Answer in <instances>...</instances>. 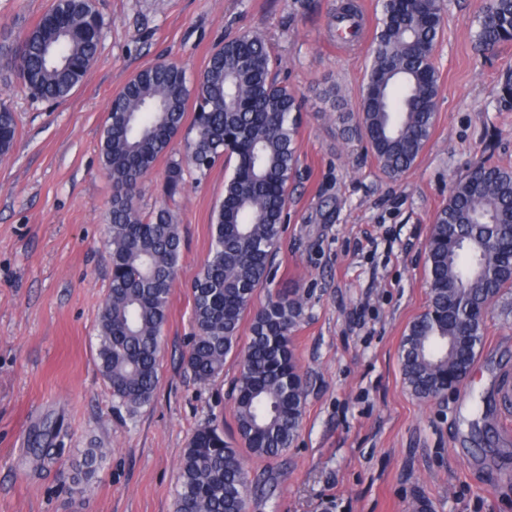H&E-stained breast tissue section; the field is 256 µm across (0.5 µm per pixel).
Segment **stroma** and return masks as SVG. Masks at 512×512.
Masks as SVG:
<instances>
[{
	"label": "stroma",
	"instance_id": "1",
	"mask_svg": "<svg viewBox=\"0 0 512 512\" xmlns=\"http://www.w3.org/2000/svg\"><path fill=\"white\" fill-rule=\"evenodd\" d=\"M336 0H95L97 59L60 104L38 101L0 70L15 145L0 159V512H175L178 466L212 422L237 437L233 353L216 382H196L188 287L211 243V215L232 172L223 162L177 195L183 240L152 401L119 406L98 369V319L110 286L104 245L112 191L100 134L112 96L163 59L188 73L224 40H269L280 78L304 93L299 174L271 288L299 298L293 333L307 383L303 421L278 457L244 456L258 492L248 512H512V291L486 316L466 381L438 400L404 382L400 346L427 307L431 226L454 181L477 161L512 165V105L502 103L512 42L487 59L473 49L484 0H445L433 55V134L392 179L356 116L381 0H356L362 34L336 45ZM52 0H0V45L33 26ZM335 87L349 120L319 97ZM50 448L35 456L36 446ZM90 481L75 480L90 449Z\"/></svg>",
	"mask_w": 512,
	"mask_h": 512
}]
</instances>
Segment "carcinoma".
<instances>
[{
    "instance_id": "obj_1",
    "label": "carcinoma",
    "mask_w": 512,
    "mask_h": 512,
    "mask_svg": "<svg viewBox=\"0 0 512 512\" xmlns=\"http://www.w3.org/2000/svg\"><path fill=\"white\" fill-rule=\"evenodd\" d=\"M445 0H383L384 20L361 97V128L380 169L409 170L435 123L436 72L426 47L437 43ZM99 17L92 0H53L49 11L0 57L28 93L46 101L68 98L95 59ZM357 6L336 8L337 21L358 28ZM512 0H490L475 43L490 50L509 41ZM51 48L58 63L49 62ZM282 59L266 39L243 33L224 41L194 80L175 62L138 72L111 101L100 153L112 181L106 225L111 266L100 310L99 369L119 404H148L158 381L182 239L175 195L189 167L201 175L223 156L234 159L224 199L214 211L211 246L190 285L197 328L186 355L194 379L209 384L237 350L250 317V336L234 383L238 445L220 424L199 429L178 467L175 512H248L249 479L239 448L261 459L279 456L301 426L307 388L292 348L300 314L297 298L259 288L269 282L298 168L301 96L279 81ZM193 101L191 137L167 169L168 201L151 214L136 204L142 180L171 151ZM14 112L0 102V157L14 147ZM427 312L401 345L405 383L420 399L448 390V371L464 374L487 333L485 314L512 288V167L480 161L458 179L437 213L428 242Z\"/></svg>"
}]
</instances>
